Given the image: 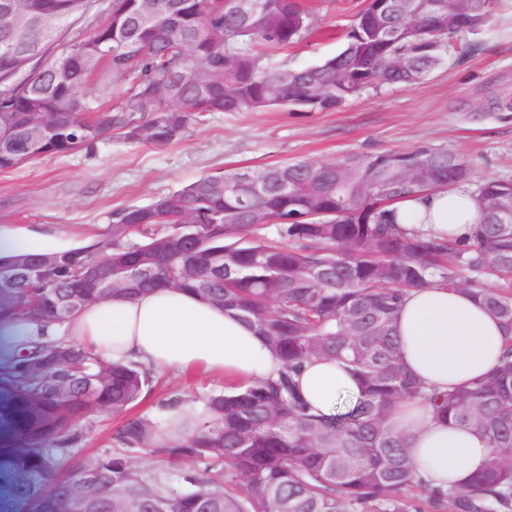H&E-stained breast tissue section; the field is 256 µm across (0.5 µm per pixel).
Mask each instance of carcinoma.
Masks as SVG:
<instances>
[{
    "instance_id": "obj_1",
    "label": "carcinoma",
    "mask_w": 512,
    "mask_h": 512,
    "mask_svg": "<svg viewBox=\"0 0 512 512\" xmlns=\"http://www.w3.org/2000/svg\"><path fill=\"white\" fill-rule=\"evenodd\" d=\"M41 43L18 71L0 46V170L63 155L114 132L165 146L215 112L292 108L334 110L385 85L412 86L442 56L467 54L469 34L484 28L499 0L459 14L449 29L432 0H416L417 20L392 17L366 0L335 55L302 68L271 57L315 30L300 0H164V13L141 21L142 0H110L109 17L86 38L65 43L72 24L96 0H0ZM107 71L123 84L116 104L90 99L84 88ZM28 112L62 118L44 137L11 140ZM436 152V176L398 179V162L416 164ZM204 175L146 206L112 212V233L65 253V274L43 288L0 284V320L25 315L64 325L98 289L85 288L62 317L44 298L80 281L101 250L112 255V296L158 288L191 291L255 328L282 363L275 380L242 381L202 400L196 431L161 437L140 415L112 431L115 448L93 464L59 471L78 442L72 420L99 410L121 415L149 385L142 365L108 362L76 343L35 345L0 361V477L9 512H512V181L489 180L477 193L481 221L465 238L407 230L396 221L404 199L447 189L470 176L456 152L419 146L407 151L300 160ZM251 198L249 208L242 206ZM273 227V239L259 231ZM144 262L156 278L125 283L127 267ZM438 282L475 291L504 327L497 367L470 385L437 393L405 368L396 336L407 290ZM313 360L344 363L358 379L352 411L331 420L311 411L293 376ZM437 418L478 433L492 448L464 486L442 491L417 474L407 434L392 411L409 399ZM154 458L153 466L132 454ZM189 463L178 478L161 468ZM98 468L80 504L65 485Z\"/></svg>"
}]
</instances>
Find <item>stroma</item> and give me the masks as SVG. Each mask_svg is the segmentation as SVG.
I'll use <instances>...</instances> for the list:
<instances>
[{"label":"stroma","instance_id":"stroma-1","mask_svg":"<svg viewBox=\"0 0 512 512\" xmlns=\"http://www.w3.org/2000/svg\"><path fill=\"white\" fill-rule=\"evenodd\" d=\"M318 21L314 33L278 61L306 65L330 57L364 0H303ZM474 52L445 60L415 86L366 91L331 112H218L162 146L111 135L92 146L0 172V225L50 229L85 243L105 232L113 210L146 205L202 175L297 160H330L410 150L421 145L461 154L472 174L465 188L488 179L512 181V111L487 109L492 97L512 100V5L490 28L470 35ZM198 370L154 375L132 411L160 419L161 399L224 390ZM118 419L100 411L78 419L81 438L60 469L93 462L111 445Z\"/></svg>","mask_w":512,"mask_h":512}]
</instances>
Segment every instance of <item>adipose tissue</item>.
Instances as JSON below:
<instances>
[{"instance_id": "obj_1", "label": "adipose tissue", "mask_w": 512, "mask_h": 512, "mask_svg": "<svg viewBox=\"0 0 512 512\" xmlns=\"http://www.w3.org/2000/svg\"><path fill=\"white\" fill-rule=\"evenodd\" d=\"M396 210L405 228L453 236L468 235L481 219L473 194L462 188L408 199ZM396 333L406 369L442 393L489 373L504 345L501 323L479 298L437 284L407 292ZM33 342L79 343L105 359L163 373L202 370L250 381L277 376L281 369L254 328L234 313L174 288L92 303L62 326L45 327L27 318L0 322V355H16ZM298 386L316 413L329 417L360 394L352 373L329 360L306 364ZM395 417L408 435L418 475L434 486L461 485L490 453L478 434L437 419L424 402L401 404Z\"/></svg>"}]
</instances>
